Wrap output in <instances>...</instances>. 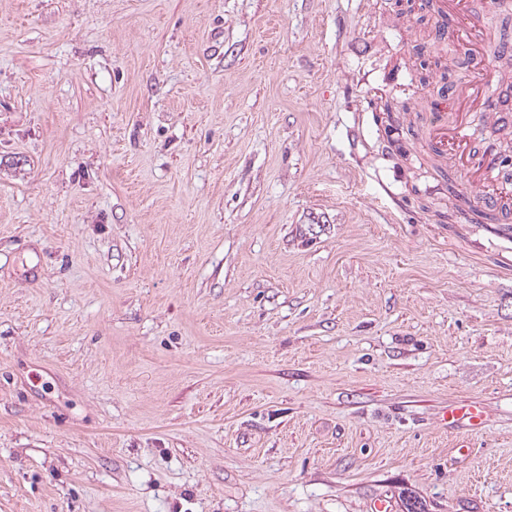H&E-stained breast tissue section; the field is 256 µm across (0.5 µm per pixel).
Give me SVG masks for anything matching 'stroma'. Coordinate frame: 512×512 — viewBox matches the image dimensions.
<instances>
[{"instance_id":"obj_1","label":"stroma","mask_w":512,"mask_h":512,"mask_svg":"<svg viewBox=\"0 0 512 512\" xmlns=\"http://www.w3.org/2000/svg\"><path fill=\"white\" fill-rule=\"evenodd\" d=\"M470 2L435 47L512 86ZM415 44L395 0H0V512H512V235L439 223L484 189ZM451 18L457 22V27L449 34L469 39L474 35L483 33L485 21L472 13L468 0H454ZM430 138L433 148L436 151L443 153L445 156L448 155V147L451 150H461L462 156L469 145L467 141L469 136L466 133L465 127L461 124L448 127L447 112H435V119ZM463 419H467L473 429L484 427V414L476 406L453 407L448 409V412L443 415V421L447 426H455Z\"/></svg>"}]
</instances>
